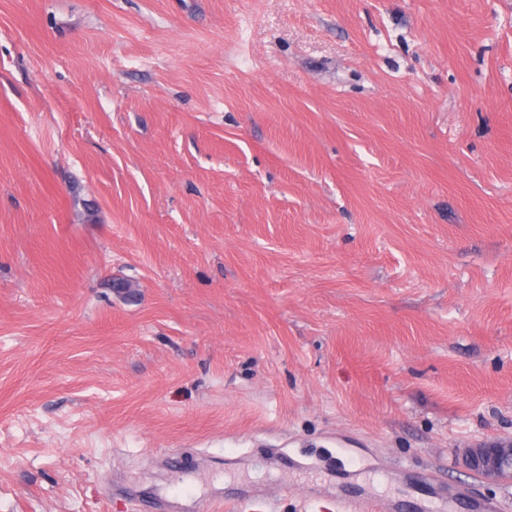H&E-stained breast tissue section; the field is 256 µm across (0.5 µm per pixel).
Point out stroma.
<instances>
[{"label": "stroma", "instance_id": "1", "mask_svg": "<svg viewBox=\"0 0 512 512\" xmlns=\"http://www.w3.org/2000/svg\"><path fill=\"white\" fill-rule=\"evenodd\" d=\"M504 438L512 0H0V512H512ZM461 463L487 480L512 482V440L476 442L465 448Z\"/></svg>", "mask_w": 512, "mask_h": 512}]
</instances>
